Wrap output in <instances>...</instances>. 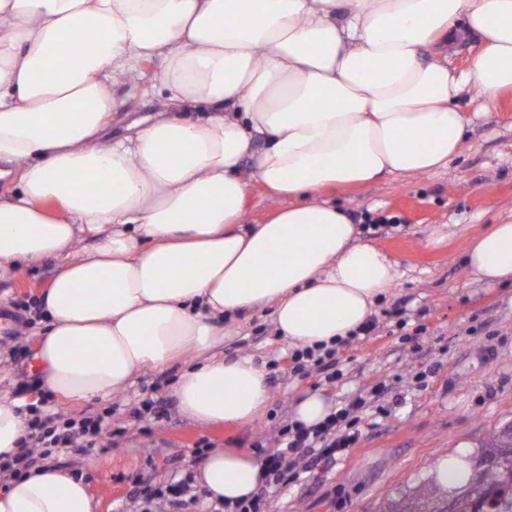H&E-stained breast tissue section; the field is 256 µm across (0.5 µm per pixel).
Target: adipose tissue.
Returning a JSON list of instances; mask_svg holds the SVG:
<instances>
[{"instance_id":"1","label":"adipose tissue","mask_w":512,"mask_h":512,"mask_svg":"<svg viewBox=\"0 0 512 512\" xmlns=\"http://www.w3.org/2000/svg\"><path fill=\"white\" fill-rule=\"evenodd\" d=\"M86 30L97 41L75 48ZM468 30L482 44L468 71L424 62ZM146 60L168 109L101 143L117 76ZM467 88L489 101L512 91V0H0V178L13 179L0 192V267L59 263L38 339L42 386L108 400L189 358L175 386L185 417L254 422L267 372L250 356L216 357L224 322L268 309L300 348L366 323L399 263L320 196L447 167ZM255 182L296 204L245 223ZM85 237L92 247L78 249ZM465 262L488 285L512 284V215L469 239ZM23 406L0 397L2 463L22 453ZM470 452L460 442L432 467L443 490L466 482ZM197 480L234 512L268 475L254 450L223 448ZM94 508L83 477L48 464L0 490V512Z\"/></svg>"}]
</instances>
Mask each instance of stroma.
Wrapping results in <instances>:
<instances>
[{
  "instance_id": "stroma-1",
  "label": "stroma",
  "mask_w": 512,
  "mask_h": 512,
  "mask_svg": "<svg viewBox=\"0 0 512 512\" xmlns=\"http://www.w3.org/2000/svg\"><path fill=\"white\" fill-rule=\"evenodd\" d=\"M121 99L103 137L127 135L134 120L157 111L160 87ZM461 154L448 168L329 189L325 200L344 207L362 239L400 262L399 278L375 307L374 330L336 347L341 377L328 381L316 367L293 370V347L275 335L268 311L227 326L221 358L254 357L268 372L270 401L255 422L204 426L183 416L173 396L177 369L141 372L109 400L40 397L34 334L41 316L0 337V393L39 401L44 414L105 416L111 449L85 454L53 449L50 463L82 475L97 512H139L127 481L139 472L154 489L177 481L192 486L184 512H214L197 484L206 451L276 450L278 430L293 420L297 400L321 393L331 406L362 396V435L329 470L297 482L268 485V512H395L428 482L434 461L457 441H470L472 464L492 454L490 434L512 428V288L474 279L464 263L467 240L512 213V93L486 102L465 92ZM57 264L48 261L15 274L0 268V307L41 300ZM407 326H399L398 309ZM164 399L167 410L147 422L145 400Z\"/></svg>"
}]
</instances>
